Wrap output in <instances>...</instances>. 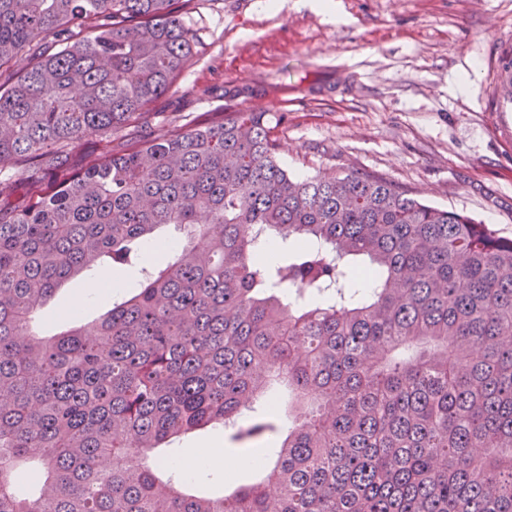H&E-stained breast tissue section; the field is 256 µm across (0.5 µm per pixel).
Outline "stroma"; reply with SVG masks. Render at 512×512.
Returning a JSON list of instances; mask_svg holds the SVG:
<instances>
[{"label": "stroma", "mask_w": 512, "mask_h": 512, "mask_svg": "<svg viewBox=\"0 0 512 512\" xmlns=\"http://www.w3.org/2000/svg\"><path fill=\"white\" fill-rule=\"evenodd\" d=\"M333 24L298 0H193L184 21L197 54L156 101L149 127L192 124L248 91L297 178L375 172L427 203L461 210L512 237V110L493 96L499 58L512 47V0H340ZM469 74L467 93L454 84ZM287 92L288 104L268 108ZM96 294L74 282L34 326L60 331L73 307L100 314ZM247 456L251 440L206 428L173 444L176 458L211 447Z\"/></svg>", "instance_id": "stroma-1"}]
</instances>
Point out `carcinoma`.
<instances>
[{"instance_id":"cac0c4a2","label":"carcinoma","mask_w":512,"mask_h":512,"mask_svg":"<svg viewBox=\"0 0 512 512\" xmlns=\"http://www.w3.org/2000/svg\"><path fill=\"white\" fill-rule=\"evenodd\" d=\"M191 2L0 0V69L35 55L0 84V512H512V238L376 173L294 178L233 104L72 162L186 71ZM103 262L142 287L35 332ZM279 389L291 424L239 423ZM208 426L278 439L259 480L168 476L156 450Z\"/></svg>"}]
</instances>
